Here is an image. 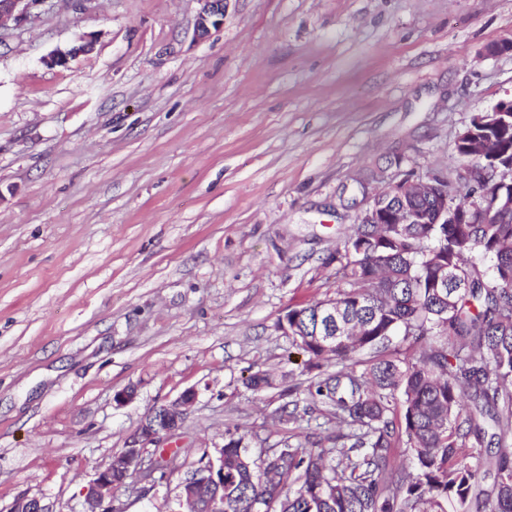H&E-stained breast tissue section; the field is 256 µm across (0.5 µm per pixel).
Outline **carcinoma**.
I'll return each mask as SVG.
<instances>
[{"label":"carcinoma","instance_id":"1","mask_svg":"<svg viewBox=\"0 0 512 512\" xmlns=\"http://www.w3.org/2000/svg\"><path fill=\"white\" fill-rule=\"evenodd\" d=\"M468 129L485 140L484 158L465 178L475 183L468 199H457L448 181L416 200L388 201L426 215L446 188L448 223L361 220L328 258L340 264L346 287L288 310V339L312 374L303 414L326 407L347 431L328 433L317 450L285 441L255 458L246 435L226 430L224 498L214 500L210 484H199L198 512H512V211L453 223L459 205L487 204L494 167L512 159V112ZM474 253L490 259L491 274ZM444 266L448 284L440 288ZM399 336L440 341L400 358ZM361 354L368 359L360 371L324 370L328 360ZM245 386L260 391L272 380L257 371ZM402 444L408 468L393 462ZM494 445L484 470L463 455Z\"/></svg>","mask_w":512,"mask_h":512}]
</instances>
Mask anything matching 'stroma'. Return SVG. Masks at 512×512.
<instances>
[{"label": "stroma", "mask_w": 512, "mask_h": 512, "mask_svg": "<svg viewBox=\"0 0 512 512\" xmlns=\"http://www.w3.org/2000/svg\"><path fill=\"white\" fill-rule=\"evenodd\" d=\"M199 8L45 0L0 30V512H80L190 387L180 460L229 427L256 456L319 442L281 417L309 376L279 318L344 288L357 179L458 182L457 136L512 94V0H228L203 40Z\"/></svg>", "instance_id": "obj_1"}]
</instances>
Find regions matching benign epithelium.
I'll list each match as a JSON object with an SVG mask.
<instances>
[{
  "instance_id": "obj_1",
  "label": "benign epithelium",
  "mask_w": 512,
  "mask_h": 512,
  "mask_svg": "<svg viewBox=\"0 0 512 512\" xmlns=\"http://www.w3.org/2000/svg\"><path fill=\"white\" fill-rule=\"evenodd\" d=\"M45 0H0V26L6 18L18 22L25 18L30 9ZM200 9L196 20L195 35L199 39L208 37L211 29L222 24L227 0H197ZM426 184V180L408 181L393 179L384 181L382 190L370 200L371 207L367 215L370 222L388 218L391 212L386 208L384 196L397 194L403 196ZM492 205L512 210V163L500 173V181ZM198 392L194 388L184 390L173 402L162 405L147 414L126 443L124 450L112 456L110 462L98 469L89 483L81 512H114L112 490L126 487L145 497L160 486H170L173 475L167 470L151 466L152 446L169 440L179 434L185 416L196 403ZM201 478L224 485V452L219 456H207L206 462L193 465L179 478L177 492L179 502L195 496L197 481ZM8 512H53L38 497L26 494L18 496Z\"/></svg>"
}]
</instances>
